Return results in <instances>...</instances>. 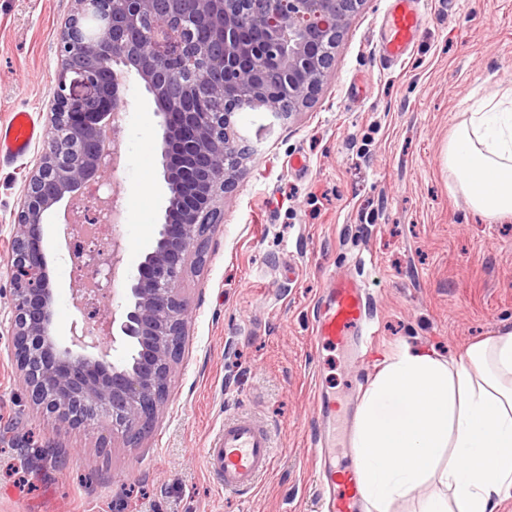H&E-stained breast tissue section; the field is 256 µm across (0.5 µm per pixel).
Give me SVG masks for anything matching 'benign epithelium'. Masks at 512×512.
<instances>
[{
    "label": "benign epithelium",
    "mask_w": 512,
    "mask_h": 512,
    "mask_svg": "<svg viewBox=\"0 0 512 512\" xmlns=\"http://www.w3.org/2000/svg\"><path fill=\"white\" fill-rule=\"evenodd\" d=\"M73 2L47 140L14 225L11 357L30 401L52 421L81 427L107 419L113 429L136 435L164 402L189 315L177 286L190 255L204 261L203 235L222 215L215 191L234 192L250 153L236 115L264 109L282 121L295 116L330 76L347 19L367 0ZM133 70L162 117L172 197L126 303L106 296L90 307L83 283L75 284L80 318L62 347L53 335L44 217L100 181L103 135L124 106ZM75 82L84 93H73ZM64 215L65 248L80 225L73 207ZM123 253L118 236L99 252L107 278L123 270ZM119 347L131 348V355L115 365L112 352Z\"/></svg>",
    "instance_id": "benign-epithelium-1"
}]
</instances>
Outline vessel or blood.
Returning a JSON list of instances; mask_svg holds the SVG:
<instances>
[{
  "label": "vessel or blood",
  "mask_w": 512,
  "mask_h": 512,
  "mask_svg": "<svg viewBox=\"0 0 512 512\" xmlns=\"http://www.w3.org/2000/svg\"><path fill=\"white\" fill-rule=\"evenodd\" d=\"M420 23V0H392L380 43V52L389 63L404 59ZM41 136L34 113L15 112L7 125L0 126V156L21 155ZM376 336L365 285L351 278L331 280L315 311L314 342L347 346L359 352L372 347ZM274 462L271 432L248 417L226 420L219 436L205 450L207 469L228 493H246L256 488ZM329 491L328 512H359L362 492L354 466L334 470Z\"/></svg>",
  "instance_id": "vessel-or-blood-1"
}]
</instances>
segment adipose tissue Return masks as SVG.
Masks as SVG:
<instances>
[{
	"instance_id": "1",
	"label": "adipose tissue",
	"mask_w": 512,
	"mask_h": 512,
	"mask_svg": "<svg viewBox=\"0 0 512 512\" xmlns=\"http://www.w3.org/2000/svg\"><path fill=\"white\" fill-rule=\"evenodd\" d=\"M445 159L473 210L512 217V89L473 105ZM352 445L368 512L416 492L418 512H497L512 498V326L458 360L401 347L365 391Z\"/></svg>"
}]
</instances>
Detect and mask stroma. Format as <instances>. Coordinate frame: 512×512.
<instances>
[{
  "mask_svg": "<svg viewBox=\"0 0 512 512\" xmlns=\"http://www.w3.org/2000/svg\"><path fill=\"white\" fill-rule=\"evenodd\" d=\"M388 6L367 0L348 19L331 76L292 121L239 115L256 150L235 192L216 200L224 219L207 229L204 263H187L179 356L164 406L138 438L52 423L26 395L11 359L8 266L24 179L43 145L0 157V512H320L319 471L353 462L356 413L384 359L406 343L455 358L512 324V220L474 214L445 161L471 106L512 88V0H426L396 67L376 46ZM72 8L0 0V122L33 109L47 123ZM125 100L123 167L103 183L130 201L116 232L133 271L156 245L171 193L163 129L137 74ZM44 234L64 346L78 317L74 280L56 251L55 216ZM334 276L372 293L370 355L312 341L314 308ZM320 392L345 408L322 458ZM242 416L271 429L275 466L256 491L227 494L204 450Z\"/></svg>",
  "mask_w": 512,
  "mask_h": 512,
  "instance_id": "obj_1",
  "label": "stroma"
}]
</instances>
